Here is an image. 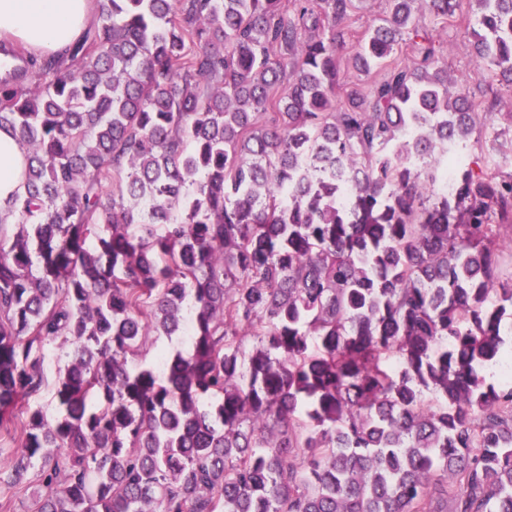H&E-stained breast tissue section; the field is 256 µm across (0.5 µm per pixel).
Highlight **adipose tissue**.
<instances>
[{"label": "adipose tissue", "instance_id": "obj_1", "mask_svg": "<svg viewBox=\"0 0 512 512\" xmlns=\"http://www.w3.org/2000/svg\"><path fill=\"white\" fill-rule=\"evenodd\" d=\"M95 20V0H0V39L41 51H62ZM24 168V147L0 129V203L19 189Z\"/></svg>", "mask_w": 512, "mask_h": 512}]
</instances>
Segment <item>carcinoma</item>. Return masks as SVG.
<instances>
[{"mask_svg": "<svg viewBox=\"0 0 512 512\" xmlns=\"http://www.w3.org/2000/svg\"><path fill=\"white\" fill-rule=\"evenodd\" d=\"M418 2L460 5L389 0L355 66L405 34L419 63L367 86L352 0H96L61 53L0 46V426L35 512H512V171L468 147L512 0H470L452 90ZM57 340L56 416L19 419ZM354 6L344 21L345 41L338 50L341 75L345 80L362 85L370 83L377 70L367 75L353 66V56L373 25L382 23L389 10L388 0H354ZM25 149L11 131L0 129V204L15 193L24 178Z\"/></svg>", "mask_w": 512, "mask_h": 512, "instance_id": "obj_1", "label": "carcinoma"}]
</instances>
